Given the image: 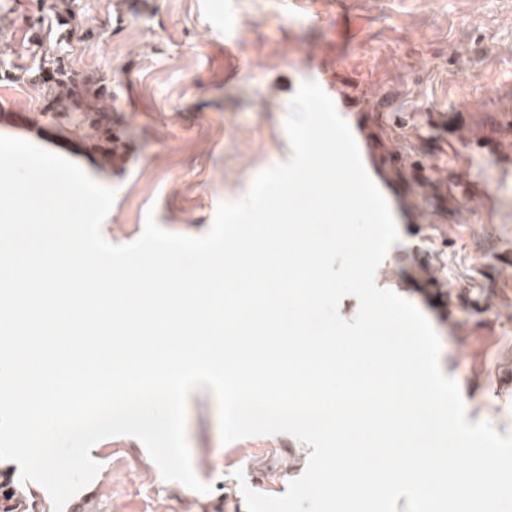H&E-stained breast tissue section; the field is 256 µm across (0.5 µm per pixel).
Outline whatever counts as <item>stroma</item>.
Wrapping results in <instances>:
<instances>
[{
    "instance_id": "1",
    "label": "stroma",
    "mask_w": 512,
    "mask_h": 512,
    "mask_svg": "<svg viewBox=\"0 0 512 512\" xmlns=\"http://www.w3.org/2000/svg\"><path fill=\"white\" fill-rule=\"evenodd\" d=\"M70 37L82 69L104 74L112 134L124 160L106 162L88 126L43 119V97L12 92L35 46L26 16L36 0H0V131L107 172L115 199L101 226L114 245L137 240L147 212L166 231L201 236L220 203L287 161L291 100L321 59L330 76L380 109L360 121L385 139V113L411 131L398 147L429 165L413 185L398 241L375 281L417 306L441 342L469 422L512 430V176L459 138L512 113V0H81ZM79 139L82 152L69 143ZM186 434L199 493L159 478L135 437L98 442L83 488L92 512H246L242 486L270 496L301 476L309 449L291 435L221 441L219 408L188 395ZM244 480H237L236 471Z\"/></svg>"
}]
</instances>
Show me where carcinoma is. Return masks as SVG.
Returning <instances> with one entry per match:
<instances>
[{"instance_id":"cac0c4a2","label":"carcinoma","mask_w":512,"mask_h":512,"mask_svg":"<svg viewBox=\"0 0 512 512\" xmlns=\"http://www.w3.org/2000/svg\"><path fill=\"white\" fill-rule=\"evenodd\" d=\"M39 8L29 29L38 47L39 60L19 76L28 86L44 93L56 102L59 112H93L90 124L102 130L106 128L105 114L112 111L107 102L105 77L98 73L77 72L65 63L68 51L62 46L63 38L55 24L65 23L72 33L82 30L80 0H37ZM52 78H47V75Z\"/></svg>"}]
</instances>
